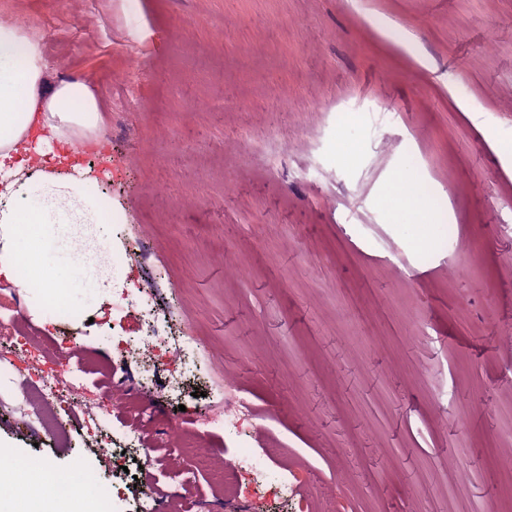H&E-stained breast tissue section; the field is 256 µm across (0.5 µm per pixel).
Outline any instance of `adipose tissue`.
Masks as SVG:
<instances>
[{"label": "adipose tissue", "mask_w": 512, "mask_h": 512, "mask_svg": "<svg viewBox=\"0 0 512 512\" xmlns=\"http://www.w3.org/2000/svg\"><path fill=\"white\" fill-rule=\"evenodd\" d=\"M41 41L27 29L0 21V278L30 289L49 314L80 320L83 299L112 282L107 229L124 215L96 181L38 170L21 179L32 154L52 153L76 128L94 130L99 108L81 81L45 90ZM53 483L59 500L80 491L39 464L20 467L0 483V498L41 494Z\"/></svg>", "instance_id": "ef3b65f1"}]
</instances>
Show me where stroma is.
I'll return each mask as SVG.
<instances>
[{
  "label": "stroma",
  "mask_w": 512,
  "mask_h": 512,
  "mask_svg": "<svg viewBox=\"0 0 512 512\" xmlns=\"http://www.w3.org/2000/svg\"><path fill=\"white\" fill-rule=\"evenodd\" d=\"M0 21L37 29L49 84L67 70L93 92L79 165L124 212L113 279L198 342L174 396L126 354L146 326L113 325L111 289L50 322L0 280V349L22 361L30 339L85 372L43 426L0 370V443L89 491L122 460L107 512H139L147 464L186 512H299L318 485L336 512L512 508V0H0ZM415 179L444 197L447 237ZM228 377L264 431L224 423L178 483L164 418L209 415ZM266 437L295 500L226 502L250 479L225 455Z\"/></svg>",
  "instance_id": "35a3bbf8"
}]
</instances>
